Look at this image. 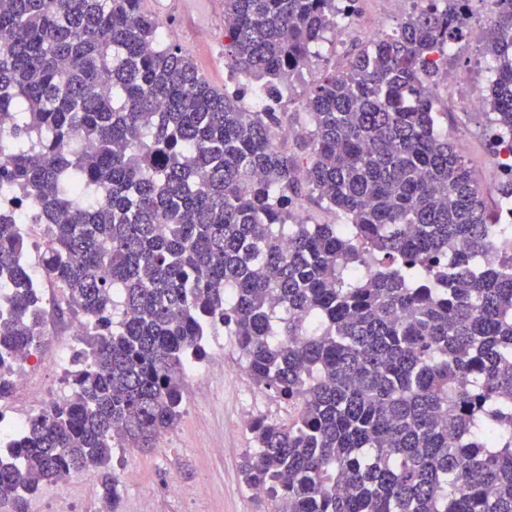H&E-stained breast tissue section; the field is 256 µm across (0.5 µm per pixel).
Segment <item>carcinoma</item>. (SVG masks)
I'll return each instance as SVG.
<instances>
[{
	"label": "carcinoma",
	"instance_id": "carcinoma-1",
	"mask_svg": "<svg viewBox=\"0 0 512 512\" xmlns=\"http://www.w3.org/2000/svg\"><path fill=\"white\" fill-rule=\"evenodd\" d=\"M471 0H429L281 113L212 86L144 0H0V400L44 344L38 282L90 321L72 393L0 452V512L148 448L219 331L288 406L243 458L270 512H512V176L490 206L436 129L435 78ZM492 13L489 149L512 152V0ZM336 0H224V57L275 102ZM112 75V91L102 89ZM308 189L343 224L290 223ZM46 227L39 247L24 232ZM462 241L466 251H454Z\"/></svg>",
	"mask_w": 512,
	"mask_h": 512
}]
</instances>
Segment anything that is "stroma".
Wrapping results in <instances>:
<instances>
[{
    "mask_svg": "<svg viewBox=\"0 0 512 512\" xmlns=\"http://www.w3.org/2000/svg\"><path fill=\"white\" fill-rule=\"evenodd\" d=\"M145 7L163 19V40L179 44L211 84L224 86L231 67L224 56L223 14L211 17L203 27L183 31L169 19L165 0H145ZM407 13L403 7L387 16L374 0H361L356 27L340 37L327 33L318 56L283 86L281 109L289 127L306 126L301 104L309 91L367 45L361 27L384 35L393 32ZM435 110L439 130L457 144L488 201L498 202L504 175L490 160L487 117L458 111L452 98L441 91L436 94ZM205 351L196 372L184 377L185 411L178 424L147 450L114 448L110 466L123 483L121 512H264L242 480V458L254 445L242 416L250 412L279 419L286 410L272 393L258 389L241 368L234 337L222 333L208 337ZM203 483L207 494L196 495ZM174 484L179 494H172ZM99 500L97 485L77 474L42 485L29 498L28 512H98Z\"/></svg>",
    "mask_w": 512,
    "mask_h": 512,
    "instance_id": "obj_1",
    "label": "stroma"
}]
</instances>
